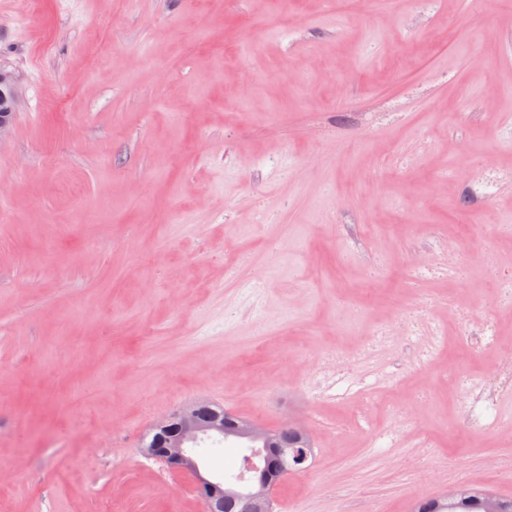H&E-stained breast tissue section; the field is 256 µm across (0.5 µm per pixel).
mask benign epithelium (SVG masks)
<instances>
[{"label": "benign epithelium", "mask_w": 512, "mask_h": 512, "mask_svg": "<svg viewBox=\"0 0 512 512\" xmlns=\"http://www.w3.org/2000/svg\"><path fill=\"white\" fill-rule=\"evenodd\" d=\"M18 98L17 83L14 75L0 69V103L6 105L0 114V139L6 136L12 126L10 111ZM235 433L252 440H268L270 434L262 428L248 423L234 425ZM157 439L162 448L152 449L151 455L167 468L178 472H189L195 478V491L200 498L203 512H216L224 501V492L232 484L220 477L207 478L200 470L196 444L202 439L224 436V418L217 415L203 425L198 420V406L189 407L175 416L162 420L157 426ZM271 488L269 482L258 484V489L249 491L251 512H266L270 506Z\"/></svg>", "instance_id": "1"}]
</instances>
